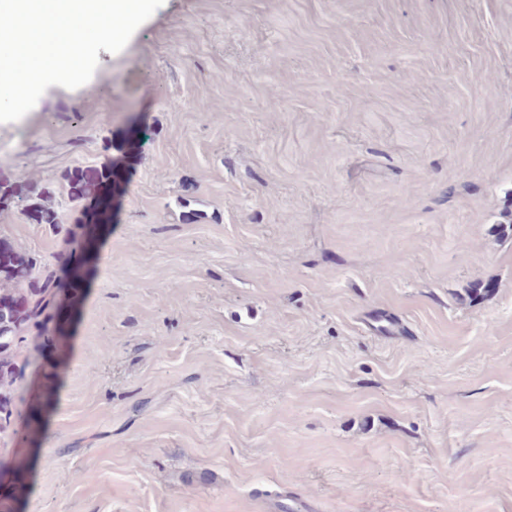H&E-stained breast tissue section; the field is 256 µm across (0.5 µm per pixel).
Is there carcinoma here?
<instances>
[{"instance_id":"cac0c4a2","label":"carcinoma","mask_w":512,"mask_h":512,"mask_svg":"<svg viewBox=\"0 0 512 512\" xmlns=\"http://www.w3.org/2000/svg\"><path fill=\"white\" fill-rule=\"evenodd\" d=\"M109 174L77 168L70 173L72 193L92 197L106 184ZM33 259L0 238V420L9 418L11 391L18 375L16 347L22 326L38 319L45 311L46 296L58 284L47 279L40 285L29 281Z\"/></svg>"}]
</instances>
